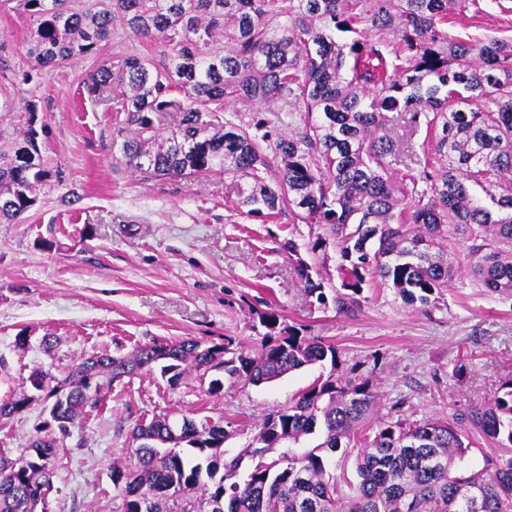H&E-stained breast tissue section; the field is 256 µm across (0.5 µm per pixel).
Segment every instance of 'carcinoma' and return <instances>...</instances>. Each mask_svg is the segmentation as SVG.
<instances>
[{
  "label": "carcinoma",
  "mask_w": 512,
  "mask_h": 512,
  "mask_svg": "<svg viewBox=\"0 0 512 512\" xmlns=\"http://www.w3.org/2000/svg\"><path fill=\"white\" fill-rule=\"evenodd\" d=\"M17 2L32 22L24 82L97 57L88 98L125 115L112 133L114 168L147 180L219 174L239 212L307 225L308 239L283 249L319 305L353 313L365 290L391 287L413 309L434 306L457 237L478 287L512 296V39L453 34L451 11L467 0ZM118 26L159 42V57L101 56ZM386 32L397 40L380 39ZM229 104L256 120L226 114ZM45 129L32 101L0 115V224L20 223L50 177ZM331 250L337 287L319 272ZM260 323L256 349L187 337L93 355L60 374L34 369L0 401L1 419L38 399L37 377L68 397L29 444L43 458L0 455V512H43L58 442L99 407L105 381L158 373L173 389L215 370L258 386L326 361L329 373L254 424L232 455L221 418L197 431L165 416L136 424L131 460L112 467L122 512H512V456L472 460L476 434L512 448L511 377L467 412L411 420L397 400L372 425L373 372L337 373L336 346L274 310ZM314 434L320 443L298 447Z\"/></svg>",
  "instance_id": "obj_1"
}]
</instances>
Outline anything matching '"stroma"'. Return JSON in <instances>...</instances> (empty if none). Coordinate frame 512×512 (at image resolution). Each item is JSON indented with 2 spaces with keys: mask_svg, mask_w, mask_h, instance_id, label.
<instances>
[{
  "mask_svg": "<svg viewBox=\"0 0 512 512\" xmlns=\"http://www.w3.org/2000/svg\"><path fill=\"white\" fill-rule=\"evenodd\" d=\"M30 28L16 0H0V113L37 103L51 173L23 221L0 224V400L35 368L57 373L102 352L122 356L185 337L215 344L233 336L255 347L265 332L259 316L270 310L334 343L344 367L374 369L384 405L403 401L416 420L483 405L512 377V297L477 288L465 267L466 242L451 245L457 272L437 307L410 310L390 288L351 315L320 306L281 250L291 224L241 214L222 178L146 181L115 172L111 138L124 115L85 96L92 60L23 83ZM454 30L512 36V0H476ZM463 359L470 372L459 379L454 368ZM328 371L309 366L260 386L228 380L218 396L193 376L174 388L157 375L105 386L101 408L59 444L51 512H120L112 465L128 462L139 421L224 417L233 428L224 443L231 452L252 439L253 423ZM46 418L38 400L0 420V454L18 457Z\"/></svg>",
  "mask_w": 512,
  "mask_h": 512,
  "instance_id": "35a3bbf8",
  "label": "stroma"
}]
</instances>
